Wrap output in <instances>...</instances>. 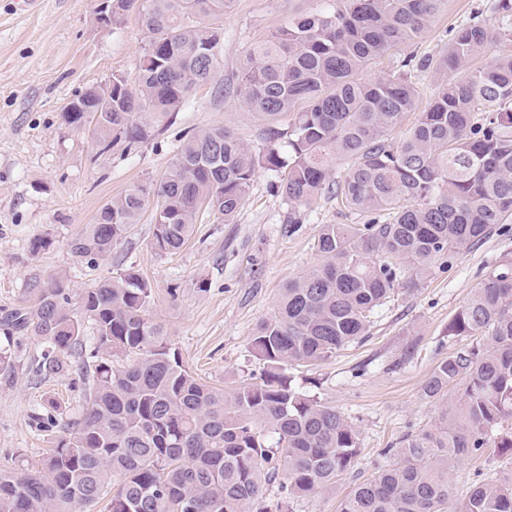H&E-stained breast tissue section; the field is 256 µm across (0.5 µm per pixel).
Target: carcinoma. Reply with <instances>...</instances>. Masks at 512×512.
I'll use <instances>...</instances> for the list:
<instances>
[{"instance_id": "1", "label": "carcinoma", "mask_w": 512, "mask_h": 512, "mask_svg": "<svg viewBox=\"0 0 512 512\" xmlns=\"http://www.w3.org/2000/svg\"><path fill=\"white\" fill-rule=\"evenodd\" d=\"M232 2L112 0V26L133 14L144 36L135 88L115 74L112 101L87 90L65 122L88 130L101 153L136 152L215 81L224 30L214 20ZM442 4L330 0L254 44L235 82L215 88L268 121L262 143L223 126L183 133L160 178L103 205L71 242L81 260L108 257L151 206V247L174 254L201 209L234 223L261 169L281 174L290 224L322 197L365 218L322 225L320 262L288 281L277 315L252 337L259 371L224 389L201 382L166 324L147 315L153 288L132 266L79 293L62 275L36 282L34 305L0 318L4 334L44 340L46 377L69 372L85 326L95 339L76 370L79 416L46 458L0 468V512H86L104 499L106 512H283L265 497L278 478L286 498H302L354 468L359 430L289 368L318 365L363 339L396 293L512 216V54L473 66L493 38L512 40V0H494L497 35L462 23L438 62L410 56L393 74L362 78L389 48L421 37ZM430 68L438 86L428 109L391 141L419 95L412 72ZM447 333L481 341L448 354L425 380L434 426L383 449L339 512H512V476L478 483L448 507L450 463L490 444L512 455V431H503L512 420V260L474 289Z\"/></svg>"}]
</instances>
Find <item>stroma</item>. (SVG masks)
<instances>
[{
	"label": "stroma",
	"mask_w": 512,
	"mask_h": 512,
	"mask_svg": "<svg viewBox=\"0 0 512 512\" xmlns=\"http://www.w3.org/2000/svg\"><path fill=\"white\" fill-rule=\"evenodd\" d=\"M492 2L445 0L420 39L375 60L366 78L392 72L412 52L443 57L452 29L469 19L495 27ZM96 5L38 0L25 12L15 0H0V316L32 305L33 281L61 273L80 290L133 266L152 283L149 313L166 321L184 364L217 387L239 381L260 367L250 351L257 325L276 314L288 280L319 262L315 244L322 225L362 218L322 198L307 207L305 223L289 231L280 177L262 169L235 223L201 214L190 241L175 254L161 257L151 249L148 209L111 258L93 266L76 260L71 240L113 197L161 177L184 131L224 125L256 141L265 126L255 111L205 85L174 125L138 152L98 153L90 133L64 123L62 112L112 75L134 78L143 37L132 16L118 28L97 26ZM325 7V0H234L221 20L217 81L236 77L252 44ZM39 238L50 239V247L34 251ZM509 260L512 219L480 248L435 265L419 288L396 294L362 341L315 369L294 367L295 375L313 377L323 398L358 428L362 452L334 491L289 500L286 512H338L340 501L379 462L381 449L432 424L435 412L421 399L422 385L443 357L469 343L448 337V322L478 283ZM0 346L12 351L10 366L0 368V466L8 467L40 460L54 447L58 432L37 430L34 418L52 401L58 419L76 417L84 386L68 376L39 374L46 348L40 338L0 334ZM511 475L508 457L462 459L449 473L452 498L462 500L481 479Z\"/></svg>",
	"instance_id": "1"
}]
</instances>
